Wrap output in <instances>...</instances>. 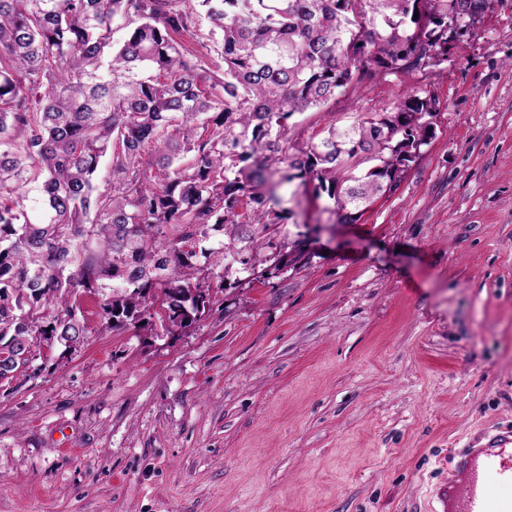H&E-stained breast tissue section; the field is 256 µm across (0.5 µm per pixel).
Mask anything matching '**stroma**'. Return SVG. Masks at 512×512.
Here are the masks:
<instances>
[{
    "mask_svg": "<svg viewBox=\"0 0 512 512\" xmlns=\"http://www.w3.org/2000/svg\"><path fill=\"white\" fill-rule=\"evenodd\" d=\"M434 132L355 224L300 196L191 327L103 328L0 389V512H437L512 429V0L422 71L351 85L292 144L418 90Z\"/></svg>",
    "mask_w": 512,
    "mask_h": 512,
    "instance_id": "stroma-1",
    "label": "stroma"
}]
</instances>
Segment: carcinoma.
<instances>
[{"label":"carcinoma","mask_w":512,"mask_h":512,"mask_svg":"<svg viewBox=\"0 0 512 512\" xmlns=\"http://www.w3.org/2000/svg\"><path fill=\"white\" fill-rule=\"evenodd\" d=\"M484 5L0 0V379L33 347L46 361L80 347L87 294L113 330L156 315L192 326L228 263L292 217L280 190L296 180L334 201L336 223L359 222L409 167L405 143L426 144L432 96L305 149L288 145V120L354 81L447 60L448 13L463 27Z\"/></svg>","instance_id":"carcinoma-1"}]
</instances>
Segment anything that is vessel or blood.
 <instances>
[{"label":"vessel or blood","instance_id":"b4317fda","mask_svg":"<svg viewBox=\"0 0 512 512\" xmlns=\"http://www.w3.org/2000/svg\"><path fill=\"white\" fill-rule=\"evenodd\" d=\"M455 469L466 484H450L443 512H512V500L498 498L495 486L512 482V429L487 435L485 443L460 453Z\"/></svg>","mask_w":512,"mask_h":512}]
</instances>
